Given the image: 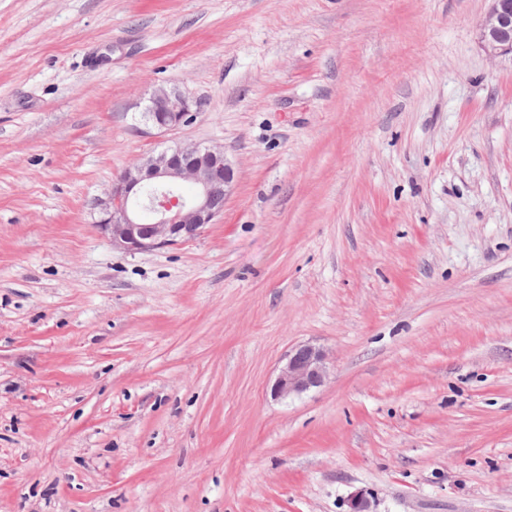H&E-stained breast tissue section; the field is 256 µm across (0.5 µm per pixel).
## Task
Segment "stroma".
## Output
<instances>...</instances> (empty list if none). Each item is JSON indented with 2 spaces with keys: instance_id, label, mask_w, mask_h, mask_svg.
<instances>
[{
  "instance_id": "stroma-1",
  "label": "stroma",
  "mask_w": 512,
  "mask_h": 512,
  "mask_svg": "<svg viewBox=\"0 0 512 512\" xmlns=\"http://www.w3.org/2000/svg\"><path fill=\"white\" fill-rule=\"evenodd\" d=\"M489 0H0V512H512V63ZM176 88L193 120L142 118ZM176 142L195 240L101 234ZM301 343L325 384L273 399ZM489 11L479 25L477 40L491 58H506L512 63V0H490ZM234 181L235 169L223 148L177 145L116 179L98 226L113 246L131 252L190 241L223 214ZM185 185L190 194L184 193Z\"/></svg>"
}]
</instances>
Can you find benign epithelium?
<instances>
[{
    "label": "benign epithelium",
    "instance_id": "obj_1",
    "mask_svg": "<svg viewBox=\"0 0 512 512\" xmlns=\"http://www.w3.org/2000/svg\"><path fill=\"white\" fill-rule=\"evenodd\" d=\"M477 40L491 58L512 61V0H490ZM146 116L162 133L193 117L190 99L178 90L160 89ZM235 169L218 146L177 145L126 169L113 183L106 218L99 224L112 245L131 252L152 251L193 240L224 213ZM327 354L310 344L292 348L272 385L275 398L300 395L324 384ZM368 495L354 493L349 512H372Z\"/></svg>",
    "mask_w": 512,
    "mask_h": 512
}]
</instances>
